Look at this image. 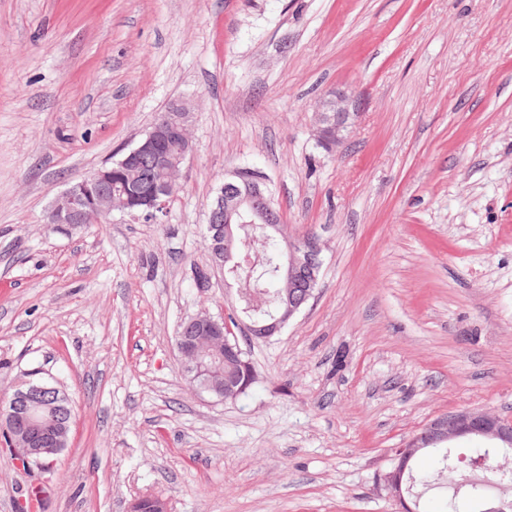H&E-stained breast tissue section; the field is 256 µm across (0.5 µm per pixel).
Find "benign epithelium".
<instances>
[{
    "mask_svg": "<svg viewBox=\"0 0 512 512\" xmlns=\"http://www.w3.org/2000/svg\"><path fill=\"white\" fill-rule=\"evenodd\" d=\"M359 117L357 101L344 91H332L323 97L316 112L315 141L331 152L344 144L346 132ZM192 112L181 102L171 105L151 129L121 157L69 184L45 215V223L55 229H68L86 223L91 212L110 217L119 212L134 220L159 222L169 199L175 194L177 175L190 158L195 146L190 134ZM151 160L160 174L148 193L134 197L123 184H112V173L122 172L130 181L143 176L139 161ZM224 214L223 224L208 227V250L213 271L224 274V286L237 281L233 272L243 267V230L246 224H261L269 235L282 234L281 216L269 205L266 179L245 169L224 175L216 190L209 216ZM284 248L278 265L285 284L279 306L264 316L256 315L246 305L244 324L247 333L260 340L278 334L314 296L317 273L322 266L323 244L314 235L283 238ZM177 350L183 371L191 387L220 401H233L256 380V371L243 355L238 340L224 331V319L202 311L184 321L177 336ZM39 382L30 380L17 385V392L0 406V429L6 431L14 458L22 464L41 463L58 455L67 444L68 427L56 422L41 403ZM466 437L493 441L499 448L512 447V417L473 409L451 411L426 425L413 435L407 446L423 449L440 442ZM409 453L394 450L397 464L380 476L379 483L403 512L411 510L403 488L401 461ZM129 512H167L164 500L153 496L134 499Z\"/></svg>",
    "mask_w": 512,
    "mask_h": 512,
    "instance_id": "1",
    "label": "benign epithelium"
}]
</instances>
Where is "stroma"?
I'll return each instance as SVG.
<instances>
[{"label": "stroma", "mask_w": 512, "mask_h": 512, "mask_svg": "<svg viewBox=\"0 0 512 512\" xmlns=\"http://www.w3.org/2000/svg\"><path fill=\"white\" fill-rule=\"evenodd\" d=\"M361 115L314 140L329 91ZM193 156L160 222L45 224L175 102ZM270 179L288 234L324 244L315 296L219 402L181 323L219 316L207 213L225 173ZM68 398L67 448L0 440V512H398L393 449L451 411L512 416V0H0V394Z\"/></svg>", "instance_id": "35a3bbf8"}]
</instances>
